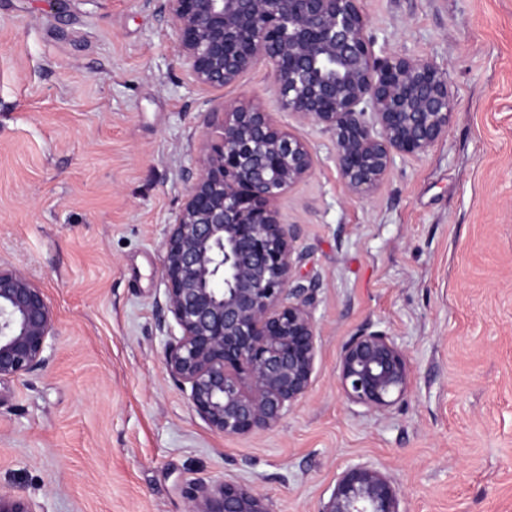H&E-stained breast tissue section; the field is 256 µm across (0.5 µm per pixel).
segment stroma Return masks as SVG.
Masks as SVG:
<instances>
[{"label": "stroma", "instance_id": "stroma-1", "mask_svg": "<svg viewBox=\"0 0 512 512\" xmlns=\"http://www.w3.org/2000/svg\"><path fill=\"white\" fill-rule=\"evenodd\" d=\"M375 51L432 61L448 134L352 198L332 133L278 111L268 65L221 89L183 64L160 0H0V263L44 288L54 335L0 381V493L35 512H189L235 482L319 512L340 473L384 471L400 512H512V0H363ZM254 98L313 155L279 202L320 334L306 398L228 439L169 377L168 230L223 102ZM406 352L386 413L348 403L344 345Z\"/></svg>", "mask_w": 512, "mask_h": 512}]
</instances>
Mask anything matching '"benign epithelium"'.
<instances>
[{
	"instance_id": "obj_1",
	"label": "benign epithelium",
	"mask_w": 512,
	"mask_h": 512,
	"mask_svg": "<svg viewBox=\"0 0 512 512\" xmlns=\"http://www.w3.org/2000/svg\"><path fill=\"white\" fill-rule=\"evenodd\" d=\"M182 61L205 87L260 62L283 112L333 132L351 197L373 195L394 157L448 134L456 101L434 63L376 53L362 0H163ZM199 174L165 244V364L199 416L226 438L277 425L308 392L319 347L312 289L293 277L294 236L277 203L313 169L309 146L256 100L224 102ZM54 318L43 288L0 265V379L44 361ZM345 398L385 413L410 386L406 353L382 332L342 349ZM191 512H271L233 482L188 493ZM0 512H35L0 494ZM320 512H400L392 480L348 466Z\"/></svg>"
}]
</instances>
